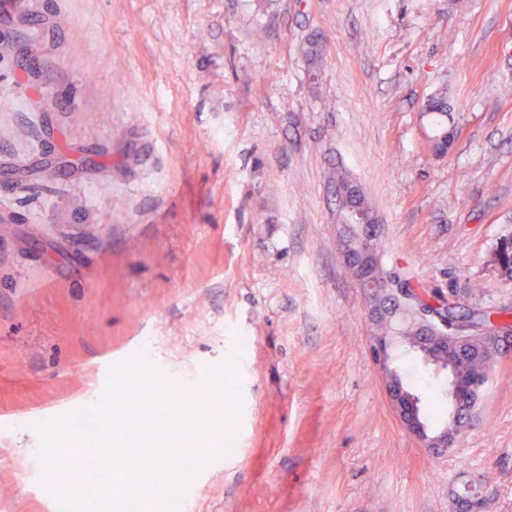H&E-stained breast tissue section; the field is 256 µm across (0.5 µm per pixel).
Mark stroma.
I'll return each instance as SVG.
<instances>
[{
	"label": "stroma",
	"instance_id": "1",
	"mask_svg": "<svg viewBox=\"0 0 512 512\" xmlns=\"http://www.w3.org/2000/svg\"><path fill=\"white\" fill-rule=\"evenodd\" d=\"M340 172L385 268L512 306V0H0V512H59L38 423L146 351L192 394L233 360L241 393L177 512H453L480 478L512 512V354L453 453L401 427ZM395 366L447 415L418 358ZM338 191L353 198L356 204L350 206L347 212L345 224L341 228V255L344 264L347 266L349 258H355L358 262L357 268L361 271L360 277L355 279L360 288L366 293L375 291V283L372 279L371 260L381 259L380 242L373 232L372 225L376 223L375 217L363 211L356 200L360 196V188L352 182L344 187L337 185ZM364 208L373 213V208L364 193L359 197Z\"/></svg>",
	"mask_w": 512,
	"mask_h": 512
}]
</instances>
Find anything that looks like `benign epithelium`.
I'll use <instances>...</instances> for the list:
<instances>
[{
    "label": "benign epithelium",
    "mask_w": 512,
    "mask_h": 512,
    "mask_svg": "<svg viewBox=\"0 0 512 512\" xmlns=\"http://www.w3.org/2000/svg\"><path fill=\"white\" fill-rule=\"evenodd\" d=\"M375 217L363 211L359 204L350 206L347 219L341 228V255L343 262L350 259L357 260V268L361 271L356 279L357 284L367 293L375 291V283L372 279L370 262L381 259L380 242L373 232ZM388 291L398 301L411 310L417 322L426 328L431 338V347L441 349V338L448 336L459 342H467L478 337H494L500 340L512 341V328L506 330L498 325L478 326L463 322H448L436 314L427 311L419 298L423 293L419 289L409 290L400 287L395 282L388 287ZM390 340L382 336L370 337V348L379 366L382 383L391 410L400 425L413 436L424 448L433 451L448 453L456 447L459 434L450 436L440 433L427 435L415 424V404L407 397L404 385L393 382L394 367L389 356Z\"/></svg>",
    "instance_id": "benign-epithelium-1"
}]
</instances>
